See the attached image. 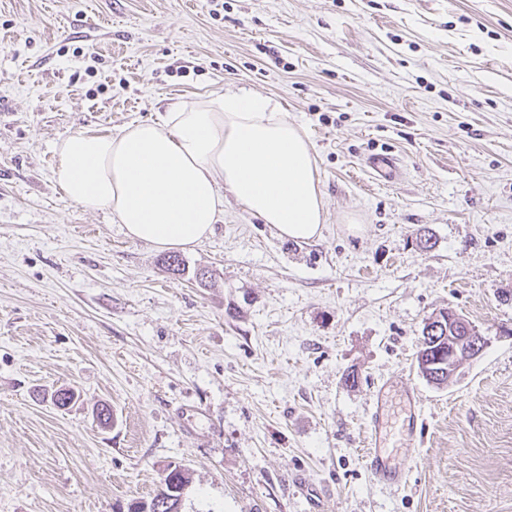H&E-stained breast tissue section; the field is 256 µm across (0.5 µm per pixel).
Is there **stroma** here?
<instances>
[{
  "label": "stroma",
  "instance_id": "1",
  "mask_svg": "<svg viewBox=\"0 0 512 512\" xmlns=\"http://www.w3.org/2000/svg\"><path fill=\"white\" fill-rule=\"evenodd\" d=\"M241 90L307 136L318 238L228 194L174 276L52 178L71 133ZM448 309L488 345L439 388ZM388 380L425 417L398 489L364 458ZM175 465L181 512H512V0H0V512H127ZM369 173L375 180L394 181L399 177L398 159L387 152L371 154L367 159Z\"/></svg>",
  "mask_w": 512,
  "mask_h": 512
}]
</instances>
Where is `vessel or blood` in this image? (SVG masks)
<instances>
[{"label":"vessel or blood","instance_id":"1","mask_svg":"<svg viewBox=\"0 0 512 512\" xmlns=\"http://www.w3.org/2000/svg\"><path fill=\"white\" fill-rule=\"evenodd\" d=\"M367 166L373 179L393 181L400 174L396 157L387 153H375L368 157ZM388 383L378 384L372 395V403L365 423V464L372 479L380 485L398 487L406 483L407 473L396 466L386 450V431L389 424ZM403 428L408 437L421 431L423 416L417 394L410 389L402 393Z\"/></svg>","mask_w":512,"mask_h":512}]
</instances>
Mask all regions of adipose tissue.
I'll list each match as a JSON object with an SVG mask.
<instances>
[{"label": "adipose tissue", "mask_w": 512, "mask_h": 512, "mask_svg": "<svg viewBox=\"0 0 512 512\" xmlns=\"http://www.w3.org/2000/svg\"><path fill=\"white\" fill-rule=\"evenodd\" d=\"M52 176L84 210H104L127 237L189 251L224 215V196L284 239L319 236L324 203L301 129L249 93L170 104L121 133L77 132L56 147Z\"/></svg>", "instance_id": "adipose-tissue-1"}]
</instances>
